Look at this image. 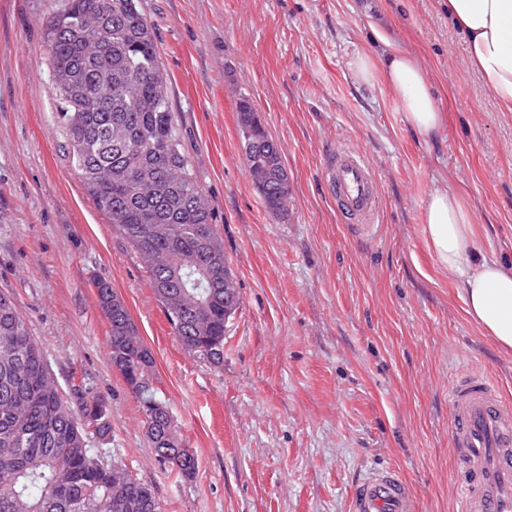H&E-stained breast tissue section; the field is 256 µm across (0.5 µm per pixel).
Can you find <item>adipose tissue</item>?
<instances>
[{
    "label": "adipose tissue",
    "mask_w": 512,
    "mask_h": 512,
    "mask_svg": "<svg viewBox=\"0 0 512 512\" xmlns=\"http://www.w3.org/2000/svg\"><path fill=\"white\" fill-rule=\"evenodd\" d=\"M448 19L466 37L470 66L493 93L501 111L512 112V0H443ZM372 41L384 43L378 56L359 51L349 65L360 78L381 72L396 94L410 128L422 137L436 135L444 117L435 89L413 55L372 27ZM476 218L462 196L435 189L423 208L426 244L445 270L461 279L460 294L470 319L502 349H512V270L476 251Z\"/></svg>",
    "instance_id": "ef3b65f1"
}]
</instances>
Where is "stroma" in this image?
I'll list each match as a JSON object with an SVG mask.
<instances>
[{"instance_id": "stroma-1", "label": "stroma", "mask_w": 512, "mask_h": 512, "mask_svg": "<svg viewBox=\"0 0 512 512\" xmlns=\"http://www.w3.org/2000/svg\"><path fill=\"white\" fill-rule=\"evenodd\" d=\"M68 0H0V289H9L62 389L94 386L112 432L92 447L152 486L164 512H353L373 468L398 470L417 512H454L448 389L464 366L512 399V351L466 315L457 274L422 233L449 186L482 255L512 266V113L469 67L439 0H137L155 32L182 150L224 240L241 306L216 366L188 352L141 255L96 207L64 149L45 23ZM416 57L445 115L414 133L381 74L373 24ZM252 99L283 151L287 218L270 214L244 160L236 102ZM360 149L381 188L377 224L342 223L323 159ZM123 299L194 478L156 460L131 390L108 359L92 277Z\"/></svg>"}]
</instances>
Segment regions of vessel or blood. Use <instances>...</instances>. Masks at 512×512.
Here are the masks:
<instances>
[{"label":"vessel or blood","mask_w":512,"mask_h":512,"mask_svg":"<svg viewBox=\"0 0 512 512\" xmlns=\"http://www.w3.org/2000/svg\"><path fill=\"white\" fill-rule=\"evenodd\" d=\"M324 173L338 210L350 223H376L380 186L362 152L336 144L325 158ZM449 402L456 512H512V403L477 367L457 374ZM353 512H415V504L399 472L373 470L355 491Z\"/></svg>","instance_id":"1"}]
</instances>
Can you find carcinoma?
<instances>
[{"mask_svg": "<svg viewBox=\"0 0 512 512\" xmlns=\"http://www.w3.org/2000/svg\"><path fill=\"white\" fill-rule=\"evenodd\" d=\"M45 25L43 57L59 119L84 189L145 259L149 283L189 352L224 362V336L240 308L224 292V243L181 148L152 25L136 0H69ZM245 159L265 208L288 215L281 147L252 101L236 103ZM109 323L108 356L136 398L156 460L181 479L198 460L182 445L154 385V358L111 284L91 279ZM72 410L42 347L0 290V512H162L154 490L90 448L112 431L94 387L80 381Z\"/></svg>", "mask_w": 512, "mask_h": 512, "instance_id": "obj_1", "label": "carcinoma"}]
</instances>
